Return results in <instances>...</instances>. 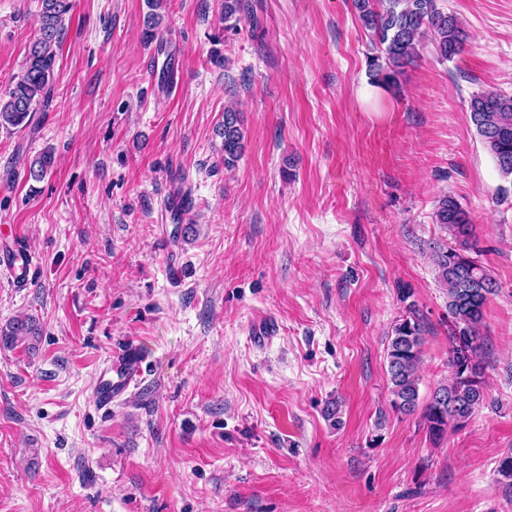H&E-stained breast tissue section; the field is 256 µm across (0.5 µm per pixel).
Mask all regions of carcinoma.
<instances>
[{"mask_svg":"<svg viewBox=\"0 0 512 512\" xmlns=\"http://www.w3.org/2000/svg\"><path fill=\"white\" fill-rule=\"evenodd\" d=\"M164 0H147L149 12L144 18L142 38L158 41V51L172 58L160 34V15ZM73 0H41L38 36L29 44L20 75L0 94V128L20 131L32 124L35 112L48 102L55 83V72L64 33L65 19L73 10ZM362 26L371 31L384 57H373L369 66L373 81L388 88L397 83L418 55L420 40L429 36L439 58L444 61L460 54L466 32L459 19L438 6V0H353ZM247 10L245 0H224V29L237 26ZM470 120L491 154L499 176L512 183V96L484 90L470 100ZM219 134L223 138L224 168L232 169L242 156L244 134L241 119L233 108L224 109ZM55 157L48 149L29 164V178L41 181L51 175ZM435 223L452 231L455 245L432 247L437 279L448 298L449 357L452 376L426 400L419 394L418 368L422 359L426 328L415 305L396 324L388 336L387 374L391 384V405L395 411L411 415L421 410V418L430 437H443L448 425L463 427L474 412L485 405L488 393L485 381L484 342L480 329L484 311L496 281L485 266L470 256L472 222L468 212L450 195L443 196L434 213ZM42 327L32 316L15 318L0 325V347L23 345L36 348Z\"/></svg>","mask_w":512,"mask_h":512,"instance_id":"1","label":"carcinoma"}]
</instances>
